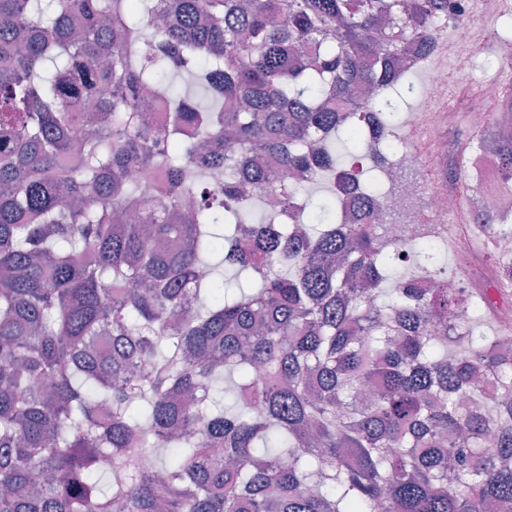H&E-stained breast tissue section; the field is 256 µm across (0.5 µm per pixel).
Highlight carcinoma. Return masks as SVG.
Masks as SVG:
<instances>
[{"instance_id": "cac0c4a2", "label": "carcinoma", "mask_w": 512, "mask_h": 512, "mask_svg": "<svg viewBox=\"0 0 512 512\" xmlns=\"http://www.w3.org/2000/svg\"><path fill=\"white\" fill-rule=\"evenodd\" d=\"M461 11L0 0V512H512L496 303L387 247L411 174L355 184L415 92L404 44ZM488 143L511 174L505 120L461 162Z\"/></svg>"}]
</instances>
